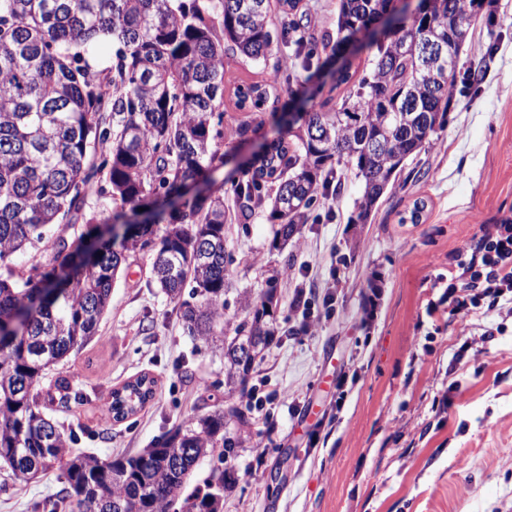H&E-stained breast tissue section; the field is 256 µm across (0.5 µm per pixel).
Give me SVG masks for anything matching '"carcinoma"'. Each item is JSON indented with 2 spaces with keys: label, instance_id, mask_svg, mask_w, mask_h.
I'll list each match as a JSON object with an SVG mask.
<instances>
[{
  "label": "carcinoma",
  "instance_id": "obj_1",
  "mask_svg": "<svg viewBox=\"0 0 512 512\" xmlns=\"http://www.w3.org/2000/svg\"><path fill=\"white\" fill-rule=\"evenodd\" d=\"M483 0H428L408 16L395 0H339L336 32L309 33L296 20L299 0H0V461L18 477L62 471L67 495L43 507L65 512H223L236 482L225 466L238 442L224 436V411L194 417L142 452L101 460L74 455L44 407L70 402V382L41 381L96 334L126 252H149L156 285L176 305L188 335L208 343L224 335V295L233 258L224 246V196L180 201L206 175L224 139V57L270 66L265 84L236 85L247 119L244 137L276 116L288 66L320 71L321 54L347 42L369 52L370 69L347 63L328 95L300 116L288 136L267 141L233 185L237 214L261 209L286 244L334 186L333 162L355 169L361 194L353 224L368 223L405 162L431 146L457 88L467 27ZM383 14L398 26L373 29ZM445 49L452 68L425 67L423 41ZM339 95H334V92ZM109 194L135 212L154 197L168 210L162 234L144 228L117 251L104 243L74 262L73 241L96 223L88 197ZM34 248L43 261L27 270L15 254ZM252 317L224 345V378L245 377L274 335V282ZM189 299H182L185 288ZM255 342L243 356L237 347ZM155 380L144 374L111 394L102 416L123 419L145 405ZM204 457L217 460L202 484L183 495Z\"/></svg>",
  "mask_w": 512,
  "mask_h": 512
}]
</instances>
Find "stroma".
<instances>
[{"label": "stroma", "instance_id": "35a3bbf8", "mask_svg": "<svg viewBox=\"0 0 512 512\" xmlns=\"http://www.w3.org/2000/svg\"><path fill=\"white\" fill-rule=\"evenodd\" d=\"M483 11L497 40L471 28L458 64L486 62L482 81L453 97L433 145L407 160L369 223L350 221L360 187L347 169L340 194L320 199L288 244L275 241L267 213L240 224L231 185L288 124L219 142L220 160L196 189L223 195L226 206L224 321L231 329L245 320L242 292L259 297L276 272L278 331L245 386H226L223 348L188 336L153 281L150 256L127 253L94 339L57 368L80 397L50 412L73 452L132 456L220 409L227 435L242 440L229 459L238 480L224 512H512V315L449 317L434 286L470 243L474 216H512V0H486ZM417 199L426 202L420 223H401ZM302 268L313 287L337 280L335 315L308 334L282 276ZM373 286L381 299L367 326L362 305ZM491 321L502 331L484 336ZM144 373L156 381L153 399L126 420L104 421L110 392ZM346 373L356 380L340 409L336 382ZM255 390L274 402L248 408ZM445 394L448 408H434ZM65 487L60 471L25 481L1 463L0 512H35Z\"/></svg>", "mask_w": 512, "mask_h": 512}]
</instances>
